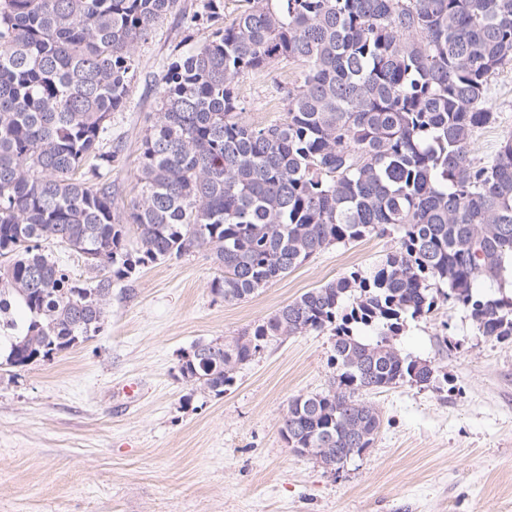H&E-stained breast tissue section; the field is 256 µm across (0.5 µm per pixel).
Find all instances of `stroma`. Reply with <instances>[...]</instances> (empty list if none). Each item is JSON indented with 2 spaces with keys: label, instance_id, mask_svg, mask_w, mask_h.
<instances>
[{
  "label": "stroma",
  "instance_id": "1",
  "mask_svg": "<svg viewBox=\"0 0 512 512\" xmlns=\"http://www.w3.org/2000/svg\"><path fill=\"white\" fill-rule=\"evenodd\" d=\"M201 4L178 0L138 47L127 107L112 116L123 200L137 194L165 65L210 33L191 22ZM286 77L277 65L237 79L250 122L271 119ZM491 103L499 119L477 137L478 158L512 134V66L493 78ZM397 245L388 234L330 247L241 302L212 293L219 269L202 253L113 286L97 336L26 371L0 367V512H512V343L481 335L462 309L407 321L396 344L430 361L436 379L369 394L381 430L336 473L280 434L289 400L329 384L330 331L269 344L221 396L179 378L195 342L238 335L309 289L368 273Z\"/></svg>",
  "mask_w": 512,
  "mask_h": 512
}]
</instances>
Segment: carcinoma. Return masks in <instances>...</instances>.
<instances>
[{"instance_id": "obj_1", "label": "carcinoma", "mask_w": 512, "mask_h": 512, "mask_svg": "<svg viewBox=\"0 0 512 512\" xmlns=\"http://www.w3.org/2000/svg\"><path fill=\"white\" fill-rule=\"evenodd\" d=\"M176 2L0 0V365L25 370L98 335L112 286L149 263L208 252L212 293L238 302L333 245L392 231L398 247L369 275L178 362L184 382L220 396L271 342L330 330L329 386L293 397L280 432L338 471L379 433L366 393L435 380L394 343L407 318L440 299L512 339V296L478 290L512 262V135L472 155L497 121L491 78L512 63V0H240L229 24L224 0H204L192 21L210 36L164 70L125 204L112 113L137 46ZM281 63L298 69L276 88L283 115L255 125L236 79ZM53 245L82 258L84 278Z\"/></svg>"}]
</instances>
